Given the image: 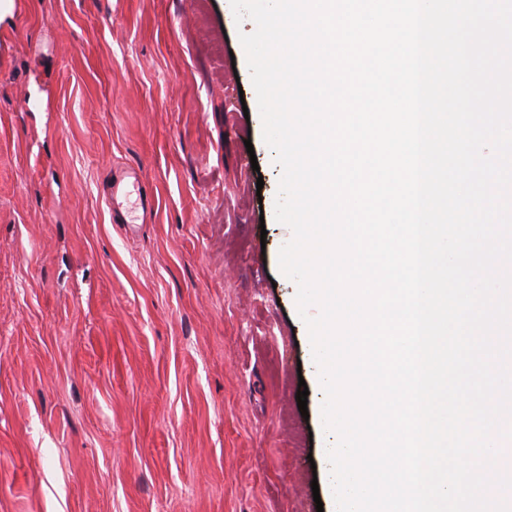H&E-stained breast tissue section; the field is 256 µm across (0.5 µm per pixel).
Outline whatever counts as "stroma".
I'll list each match as a JSON object with an SVG mask.
<instances>
[{
	"instance_id": "obj_1",
	"label": "stroma",
	"mask_w": 512,
	"mask_h": 512,
	"mask_svg": "<svg viewBox=\"0 0 512 512\" xmlns=\"http://www.w3.org/2000/svg\"><path fill=\"white\" fill-rule=\"evenodd\" d=\"M254 29L229 0L0 14V512H332ZM138 176L137 171L133 168L116 169L112 173V182L108 186L105 196L112 212V221L116 224H137L131 218L127 207L130 183L133 186L137 185L143 214L151 212V196L147 187L140 184ZM142 196L144 197V203Z\"/></svg>"
}]
</instances>
